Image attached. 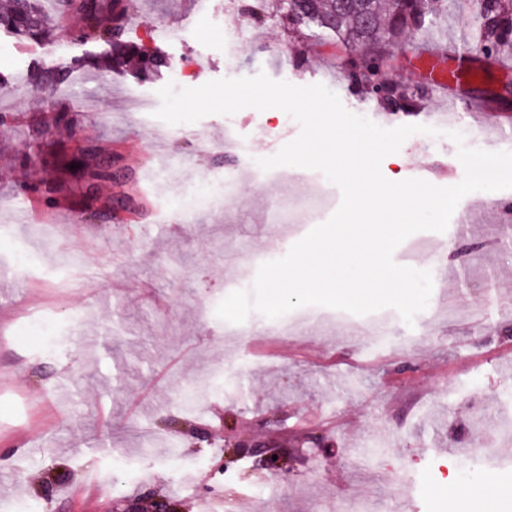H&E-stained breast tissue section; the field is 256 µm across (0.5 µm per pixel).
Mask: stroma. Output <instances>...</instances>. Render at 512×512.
Here are the masks:
<instances>
[{"mask_svg":"<svg viewBox=\"0 0 512 512\" xmlns=\"http://www.w3.org/2000/svg\"><path fill=\"white\" fill-rule=\"evenodd\" d=\"M131 0L127 37L157 45L169 65L144 77L107 71L106 43L41 47L0 29V225L36 209L25 224L38 269L14 264L20 246L0 236L11 279H0V512L26 499L38 512H447L441 488L459 491L494 479L512 485V444L472 457L512 417V189L474 192L457 205L440 238L437 268L403 241L397 264L430 271L429 310L393 325L408 344L375 361L359 319L299 308L296 339H275L274 320L251 313L241 324L237 388L224 385V328L215 309L235 287L250 289L263 255L286 254L337 209L341 192L319 171L293 168L283 184L255 159L294 140L297 121L245 108L238 146L222 149L224 118L169 125L154 117L168 82L195 88L252 76L297 86L324 84L350 112L384 128L446 124L472 128L475 148L512 151V32L481 56L485 82L432 85L414 67L419 52L473 48L478 0H448L391 41L379 77L403 98L385 101L359 84L361 51L335 34L298 25L267 0ZM67 80L31 94L37 69ZM485 105L504 130L471 127L461 110ZM68 106L71 130L42 122ZM90 152L124 170L96 186L61 173L63 160ZM171 159L165 182L150 173ZM392 181L420 178L452 186L464 177L448 137L418 133L396 159ZM235 177L232 207L209 201L210 183ZM55 180L54 201L20 197L24 179ZM327 203L315 219L303 204ZM95 194L87 217L73 202ZM471 231H464V224ZM451 316L435 321L431 310ZM485 316L472 318L473 308ZM251 433L277 455L262 466L224 445Z\"/></svg>","mask_w":512,"mask_h":512,"instance_id":"obj_1","label":"stroma"}]
</instances>
